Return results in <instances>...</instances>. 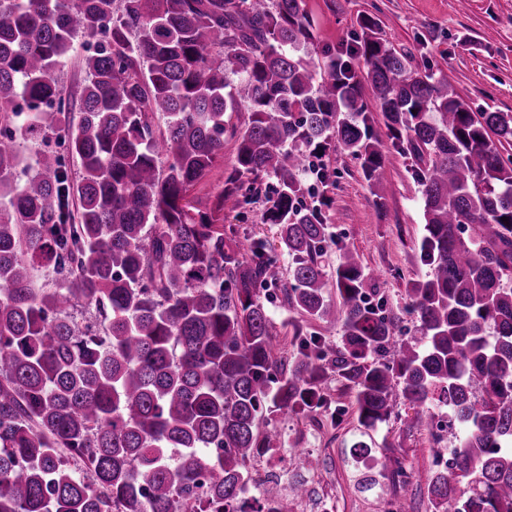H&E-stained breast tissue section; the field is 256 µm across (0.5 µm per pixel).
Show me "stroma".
Segmentation results:
<instances>
[{"mask_svg":"<svg viewBox=\"0 0 512 512\" xmlns=\"http://www.w3.org/2000/svg\"><path fill=\"white\" fill-rule=\"evenodd\" d=\"M317 24L318 45L332 48L350 42L358 15L380 21V33L396 48L410 52L423 65L446 77L476 112L512 113V0H305ZM375 129L383 138L385 171L377 190H369L355 161L340 150L325 153L333 187L331 203L323 210L329 240L322 261L334 271L344 250L356 253L363 267L377 271L375 299L396 321L398 338L417 336L415 320L406 314L407 288L423 279L419 243L423 235V205L409 172L411 161L398 154L385 137L383 122ZM278 180L265 177L250 202L229 215L238 242L263 239L281 270L292 259L277 238V229L265 224L264 214L276 197ZM383 208H376V200ZM270 311L273 331L290 342L292 321L306 335L319 336L328 346L340 343L338 326L299 318L283 303L280 288L261 287ZM327 409L308 418L275 417L281 433L282 454L289 480L319 477L334 499L333 512H388L397 493L389 479L380 489L365 492L358 485L362 468L353 458L354 445L364 442L374 456H387L413 475L434 472L438 456L431 432L417 429L420 407L395 394L387 422L365 427L358 418L354 397L335 375L322 381Z\"/></svg>","mask_w":512,"mask_h":512,"instance_id":"35a3bbf8","label":"stroma"}]
</instances>
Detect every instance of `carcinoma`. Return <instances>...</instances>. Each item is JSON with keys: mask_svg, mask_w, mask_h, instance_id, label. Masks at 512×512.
<instances>
[{"mask_svg": "<svg viewBox=\"0 0 512 512\" xmlns=\"http://www.w3.org/2000/svg\"><path fill=\"white\" fill-rule=\"evenodd\" d=\"M358 26L320 77L303 0H0V512H199L204 471L211 512H235L248 463L278 447L271 417L324 407L329 372L367 427L397 387L423 429L448 409L454 467L426 481L432 512H512V157L498 148L512 114L473 111L374 18ZM79 36L95 43L75 113L57 68ZM365 84L424 202L410 340L367 304L376 275L353 252L328 277L322 210L301 207L308 151L335 146L380 181ZM46 131L76 182L60 155L25 164ZM226 137V188L190 205ZM270 175L265 221L294 260L285 301L339 326L334 350L295 324L282 351L257 291L280 268L265 241L224 230ZM306 493L262 491L280 512Z\"/></svg>", "mask_w": 512, "mask_h": 512, "instance_id": "cac0c4a2", "label": "carcinoma"}]
</instances>
